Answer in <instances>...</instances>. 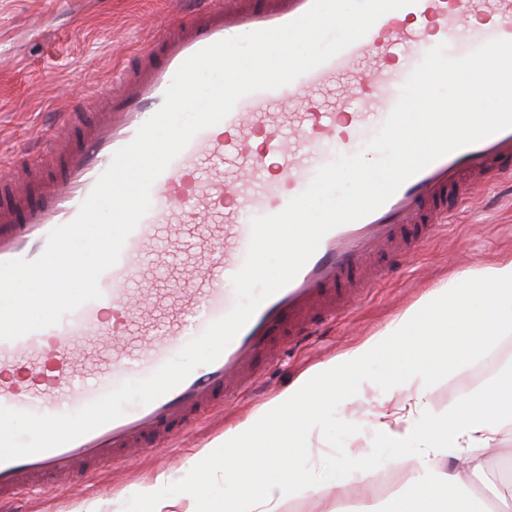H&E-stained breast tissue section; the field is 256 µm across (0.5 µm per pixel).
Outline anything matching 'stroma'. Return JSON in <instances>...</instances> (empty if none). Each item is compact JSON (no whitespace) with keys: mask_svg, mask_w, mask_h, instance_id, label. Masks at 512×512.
<instances>
[{"mask_svg":"<svg viewBox=\"0 0 512 512\" xmlns=\"http://www.w3.org/2000/svg\"><path fill=\"white\" fill-rule=\"evenodd\" d=\"M182 2L0 0V159L36 145L40 131L58 122L62 112L111 84L125 59L154 37L155 21L174 13ZM509 256L512 184L503 182L488 189L483 200L458 204L446 232L417 246L407 262L391 264L388 278L359 307L269 367L257 390L243 393L225 404L223 413L195 425L179 446L153 449L131 466L104 470L79 490L29 494L20 503L23 512H145L139 486L192 463L211 473L209 484L194 492L202 512H224L234 490L224 480V457L213 453L211 445L225 431L316 367L381 336L428 292L460 272ZM394 356L393 350H383L363 370L348 372L349 381H362L361 390L347 405L326 410L309 433V449L298 459L312 481L337 497L344 512H359L366 484H373L374 498L382 504L401 483V451L382 441L373 427L374 412L393 405L388 387ZM506 372L512 373V335L501 337L475 361L440 372L429 387V407L444 415L462 395ZM347 448L361 451L359 469L342 468L340 458ZM507 461L512 462V431L500 435L486 454L481 474L471 477L476 496H487L489 481L499 479Z\"/></svg>","mask_w":512,"mask_h":512,"instance_id":"stroma-1","label":"stroma"}]
</instances>
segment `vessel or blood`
Segmentation results:
<instances>
[{
  "label": "vessel or blood",
  "mask_w": 512,
  "mask_h": 512,
  "mask_svg": "<svg viewBox=\"0 0 512 512\" xmlns=\"http://www.w3.org/2000/svg\"><path fill=\"white\" fill-rule=\"evenodd\" d=\"M100 91L94 109L62 113L44 147L8 160L0 177V262L34 259L73 221L113 153L163 104L177 69L218 41L287 24L312 0H190ZM512 40V0H416L388 12L328 62L276 90L250 93L197 133L157 178L151 207L99 279L101 299L51 327L0 340V406L78 411L120 383L149 376L235 302L253 218L280 213L336 155L356 153L393 110L423 55L464 56ZM512 178V129L449 154L407 180L378 210L329 232L296 278L264 301L213 363L176 388L63 446L0 463V512L20 495L173 447L280 359L354 308L386 276L375 261L406 256L443 233L449 199Z\"/></svg>",
  "instance_id": "1"
}]
</instances>
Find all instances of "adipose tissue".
<instances>
[{
    "label": "adipose tissue",
    "instance_id": "1",
    "mask_svg": "<svg viewBox=\"0 0 512 512\" xmlns=\"http://www.w3.org/2000/svg\"><path fill=\"white\" fill-rule=\"evenodd\" d=\"M420 334L426 337L431 358L399 363L391 387L402 396L393 411L375 417L374 427L382 440L397 448L416 443L419 460L418 465L405 468L404 482L384 512H490L492 503H512L511 483L494 486L493 497L487 500L475 497L468 481L469 473L481 470L483 457L495 447L499 434L512 428V375L479 391L484 402L480 408L459 406L438 419L429 414L426 401L438 369L469 363L480 349L512 334V257H507L461 272L447 286L430 292L381 337L359 345L342 363L320 366L225 432L218 442L226 452L224 477L237 483L238 494L224 512H280L287 496L309 487L305 474L287 458L244 468L234 458V448L265 447L268 432L283 421L290 424V438L300 440L304 430L321 420L328 404L348 403L350 387L338 380L341 367H363L383 347L409 345ZM447 457L459 462V470L448 471L443 464ZM207 477L205 470L193 465L181 473L160 474L140 488L147 512H194L193 503L165 495L162 489L173 486L188 493Z\"/></svg>",
    "mask_w": 512,
    "mask_h": 512
}]
</instances>
